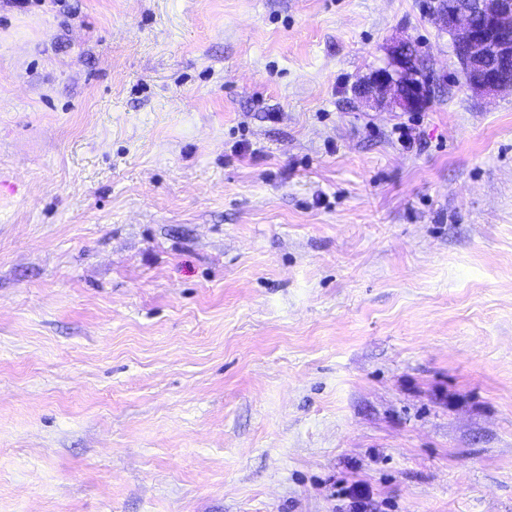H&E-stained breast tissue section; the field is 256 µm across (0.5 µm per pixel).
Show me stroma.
Masks as SVG:
<instances>
[{"instance_id":"35a3bbf8","label":"stroma","mask_w":512,"mask_h":512,"mask_svg":"<svg viewBox=\"0 0 512 512\" xmlns=\"http://www.w3.org/2000/svg\"><path fill=\"white\" fill-rule=\"evenodd\" d=\"M429 2L0 0V512H512V93ZM410 44L397 40L388 47V64L374 70L359 89L363 99L403 112H416L426 104L427 92L417 80H410L404 70ZM346 496L349 499L347 512H367V509L370 507L376 510V507H373L375 505L373 503V494L363 483L354 482L348 490H346ZM373 510H369V512Z\"/></svg>"}]
</instances>
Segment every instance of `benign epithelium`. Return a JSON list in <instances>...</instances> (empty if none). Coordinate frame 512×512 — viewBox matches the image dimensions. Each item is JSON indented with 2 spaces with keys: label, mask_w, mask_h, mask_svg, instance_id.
<instances>
[{
  "label": "benign epithelium",
  "mask_w": 512,
  "mask_h": 512,
  "mask_svg": "<svg viewBox=\"0 0 512 512\" xmlns=\"http://www.w3.org/2000/svg\"><path fill=\"white\" fill-rule=\"evenodd\" d=\"M431 20L452 37L473 92L486 97L512 92V83L498 73L501 65L512 61V0H439ZM407 54V41L393 42L388 47V64L369 75L359 89L361 97L391 110H420L427 92L406 76Z\"/></svg>",
  "instance_id": "benign-epithelium-1"
}]
</instances>
